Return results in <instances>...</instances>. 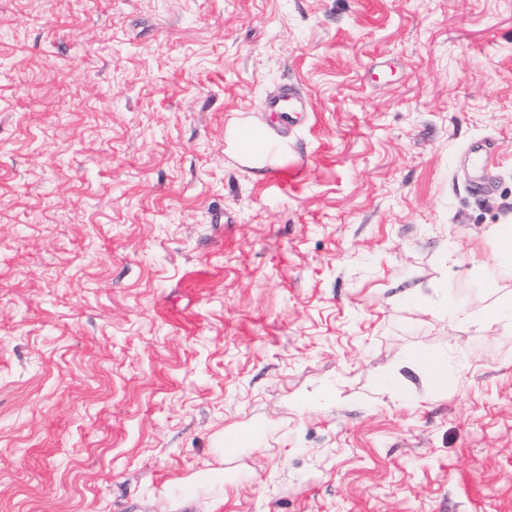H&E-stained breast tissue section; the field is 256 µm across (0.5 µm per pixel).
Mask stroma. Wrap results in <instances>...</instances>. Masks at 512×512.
I'll list each match as a JSON object with an SVG mask.
<instances>
[{
	"label": "stroma",
	"mask_w": 512,
	"mask_h": 512,
	"mask_svg": "<svg viewBox=\"0 0 512 512\" xmlns=\"http://www.w3.org/2000/svg\"><path fill=\"white\" fill-rule=\"evenodd\" d=\"M504 224L512 0H0V512H512ZM269 112L287 114L310 110L309 102L300 90L292 85H284L279 96L266 102Z\"/></svg>",
	"instance_id": "stroma-1"
}]
</instances>
